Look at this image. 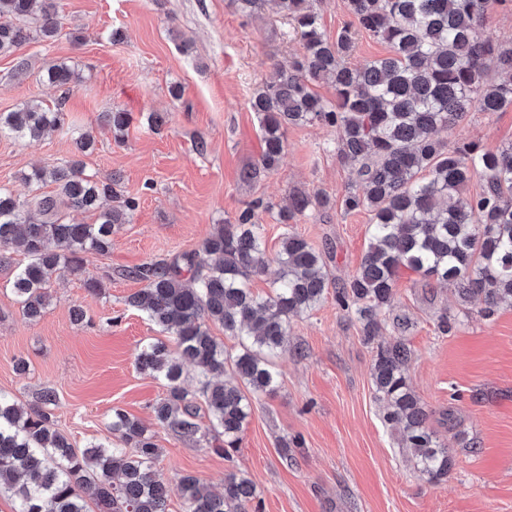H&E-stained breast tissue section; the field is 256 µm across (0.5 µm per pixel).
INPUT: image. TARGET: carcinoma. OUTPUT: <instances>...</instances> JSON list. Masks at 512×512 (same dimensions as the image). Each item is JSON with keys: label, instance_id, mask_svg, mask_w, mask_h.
<instances>
[{"label": "carcinoma", "instance_id": "cac0c4a2", "mask_svg": "<svg viewBox=\"0 0 512 512\" xmlns=\"http://www.w3.org/2000/svg\"><path fill=\"white\" fill-rule=\"evenodd\" d=\"M275 2L299 35L302 53L249 100L263 152L241 180L250 183L276 169L290 126L319 124L340 132L336 155L356 172L342 206L369 212L371 224L367 251L336 289V302L354 314L365 341L386 330L403 267L420 274L426 287L452 286L464 303L481 299L486 318L503 304L512 306V144L491 152L450 148L436 138L474 108L512 107V37L494 41L483 31L492 0H347L353 22L334 39L309 0ZM58 14L54 0H0V55L56 38ZM360 33L387 43L391 53L352 64ZM14 70L28 73L29 58L16 55ZM494 71L507 79L490 83ZM39 78L61 91L58 105L44 109L30 101L1 112L0 136L36 140L72 128L65 102L75 69L50 62ZM321 83L334 89L336 101L315 91ZM98 121L120 143L133 115L115 106ZM95 144L92 129L73 132L71 158L22 176L30 198L0 188V265L11 246L23 247L28 262L14 274L11 289L30 321L49 306L53 276L79 273L87 254L111 249L112 235L130 223L137 207L119 176L101 179L86 170L84 158ZM475 177L482 190L471 196L466 187ZM48 181L54 193L35 194ZM328 205L318 193H292L277 210L258 199L234 222L216 225L198 248L122 272L142 284L127 297L128 306L176 336L174 351L159 341L143 344L136 367L166 381L168 396L153 412L179 438L199 441L214 432L222 437L216 451L226 454L241 441L248 394L275 392L273 358L290 347L292 320L323 300L328 275L322 255L289 231L274 256L278 273L271 292L255 293L251 283L269 262L259 213L274 211L278 223L288 224ZM68 209L88 214L92 223L68 221ZM216 323L237 339L236 352L211 335ZM412 355L402 337L377 344L372 376L383 419L399 432L420 475L437 481L448 476L452 456L408 383ZM187 366L196 370L192 390L184 386ZM56 405L52 388L26 406L0 393V493L14 500V512H87L88 499L98 512H167L168 488L153 470L159 448L141 421L116 409L111 428L121 446L92 443L78 452L55 426ZM203 407L206 428L199 419ZM180 483L185 512H260L254 485L234 472L224 477L220 493L191 475Z\"/></svg>", "mask_w": 512, "mask_h": 512}]
</instances>
